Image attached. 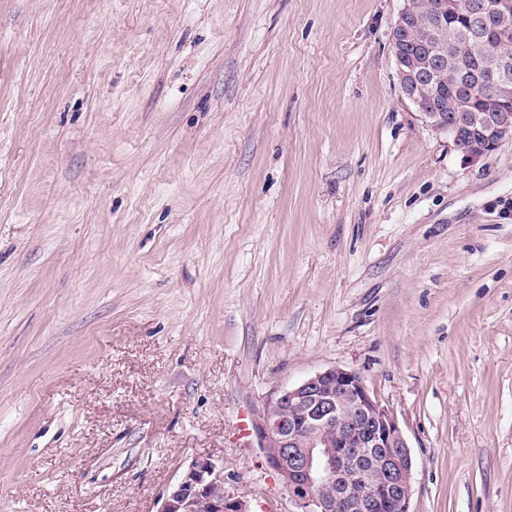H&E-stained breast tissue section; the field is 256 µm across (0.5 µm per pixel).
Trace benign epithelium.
<instances>
[{
    "label": "benign epithelium",
    "instance_id": "7a95c632",
    "mask_svg": "<svg viewBox=\"0 0 512 512\" xmlns=\"http://www.w3.org/2000/svg\"><path fill=\"white\" fill-rule=\"evenodd\" d=\"M461 12L460 0H404L391 30L402 93L419 116L439 132L468 141L461 153L483 157L512 139V76L500 60L481 74L493 88L479 126H450L447 105L430 111V82L442 73L437 57L400 52L405 36L430 24L445 27ZM512 13V0L474 3L470 37ZM252 431L266 461L288 487L301 512H378L382 494L394 512H410L413 458L392 410L367 388L355 370L330 367L287 387L270 390L254 411ZM158 512H249L247 503L224 491V465L194 459L162 497Z\"/></svg>",
    "mask_w": 512,
    "mask_h": 512
}]
</instances>
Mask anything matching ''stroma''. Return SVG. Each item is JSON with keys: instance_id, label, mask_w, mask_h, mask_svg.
Returning a JSON list of instances; mask_svg holds the SVG:
<instances>
[{"instance_id": "obj_1", "label": "stroma", "mask_w": 512, "mask_h": 512, "mask_svg": "<svg viewBox=\"0 0 512 512\" xmlns=\"http://www.w3.org/2000/svg\"><path fill=\"white\" fill-rule=\"evenodd\" d=\"M404 0H0V512H158L197 457L300 512L250 433L338 366L411 512H512V139L403 95Z\"/></svg>"}]
</instances>
